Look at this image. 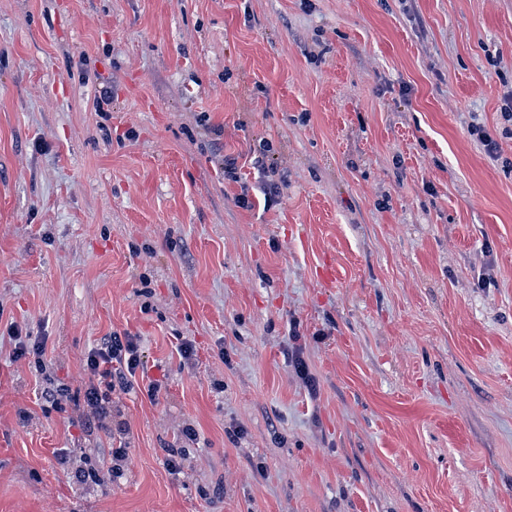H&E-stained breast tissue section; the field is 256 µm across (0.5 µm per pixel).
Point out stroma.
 I'll return each mask as SVG.
<instances>
[{"label": "stroma", "mask_w": 512, "mask_h": 512, "mask_svg": "<svg viewBox=\"0 0 512 512\" xmlns=\"http://www.w3.org/2000/svg\"><path fill=\"white\" fill-rule=\"evenodd\" d=\"M510 92L512 0H0V512H512ZM140 366L137 342L132 336L113 335L97 348L91 349L86 357V367L97 380L85 391V401L93 413L105 416L110 407L107 394L103 395L99 385L106 383L109 391L114 390L113 379H118L121 385L127 381V376L134 377Z\"/></svg>", "instance_id": "35a3bbf8"}]
</instances>
